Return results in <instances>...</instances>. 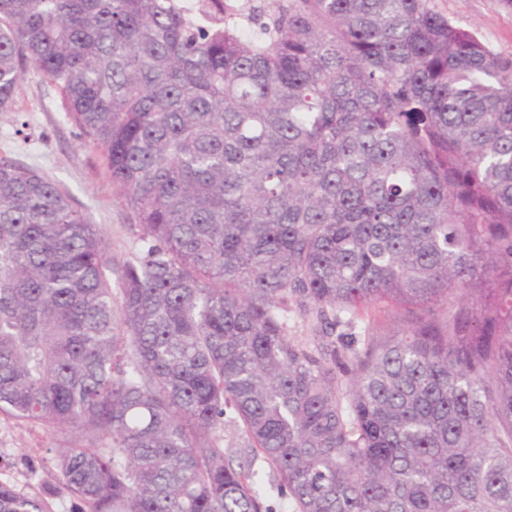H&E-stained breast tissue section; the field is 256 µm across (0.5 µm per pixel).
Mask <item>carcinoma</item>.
Here are the masks:
<instances>
[{"instance_id":"obj_1","label":"carcinoma","mask_w":512,"mask_h":512,"mask_svg":"<svg viewBox=\"0 0 512 512\" xmlns=\"http://www.w3.org/2000/svg\"><path fill=\"white\" fill-rule=\"evenodd\" d=\"M429 2L0 0V112L31 63L140 228L0 156V414L77 433L69 512H512V57Z\"/></svg>"}]
</instances>
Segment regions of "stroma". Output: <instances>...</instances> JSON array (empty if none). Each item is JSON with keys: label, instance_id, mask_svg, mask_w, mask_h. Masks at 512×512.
Instances as JSON below:
<instances>
[{"label": "stroma", "instance_id": "35a3bbf8", "mask_svg": "<svg viewBox=\"0 0 512 512\" xmlns=\"http://www.w3.org/2000/svg\"><path fill=\"white\" fill-rule=\"evenodd\" d=\"M430 5L494 52L512 55V8L503 0H431ZM0 155L51 178L69 203L99 226L113 265L135 256L139 229L113 192L101 150L67 117L59 93L34 69L26 70L12 111L0 112ZM65 440L51 428L0 416V481L23 494L47 491L53 512H67L70 497L53 477L50 455Z\"/></svg>", "mask_w": 512, "mask_h": 512}]
</instances>
